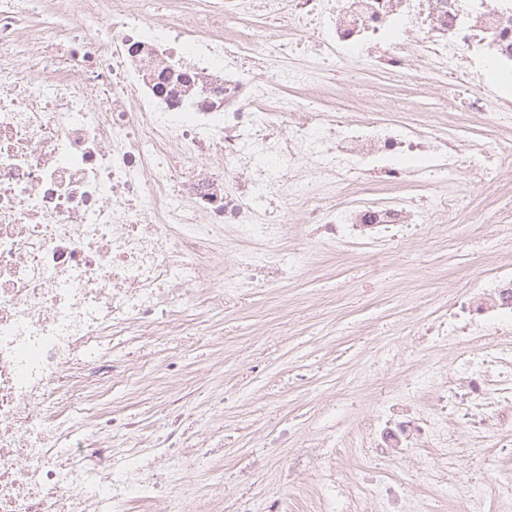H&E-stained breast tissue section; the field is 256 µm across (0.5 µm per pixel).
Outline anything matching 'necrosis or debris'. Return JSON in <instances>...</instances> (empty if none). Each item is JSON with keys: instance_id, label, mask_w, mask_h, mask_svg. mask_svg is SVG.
<instances>
[{"instance_id": "1", "label": "necrosis or debris", "mask_w": 512, "mask_h": 512, "mask_svg": "<svg viewBox=\"0 0 512 512\" xmlns=\"http://www.w3.org/2000/svg\"><path fill=\"white\" fill-rule=\"evenodd\" d=\"M275 24L305 35L307 61L265 38ZM342 63L477 87L479 133L423 129L378 100L358 120L315 107ZM464 179L512 183V0H171L161 19L129 0H0V512H213L180 479L188 434L144 435L94 385L137 383V350L178 328L217 241L236 245L223 293L243 297L247 272L303 274L290 214L329 248L390 256L459 223ZM471 285L482 301L454 299L434 328L475 340L466 386L408 376L405 398L435 390L430 413L380 412L373 445L431 449V489L512 512L508 474L492 501L473 492L478 472L512 468V263ZM316 497L319 512L339 497L432 509L390 478Z\"/></svg>"}]
</instances>
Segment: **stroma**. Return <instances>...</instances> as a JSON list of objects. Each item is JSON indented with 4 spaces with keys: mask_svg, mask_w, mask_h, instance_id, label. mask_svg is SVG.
<instances>
[{
    "mask_svg": "<svg viewBox=\"0 0 512 512\" xmlns=\"http://www.w3.org/2000/svg\"><path fill=\"white\" fill-rule=\"evenodd\" d=\"M359 80L371 97L406 100L424 122L450 105L466 110L472 95L453 81L438 87L374 71L362 72ZM460 194L476 227L472 244L455 249L460 225H428L383 286L369 271L371 250L329 252L295 231V242L315 257L304 277L282 288L257 289L242 302L214 298L206 319L185 317L188 332L164 337L161 345L162 352L180 358L182 374L161 384L146 380L129 412L152 429L171 420L161 409L162 397L195 396L219 385L243 393L242 405L225 412L221 431L211 432L201 416L181 421L197 451L234 456L250 449L249 475L225 489L228 498L262 491L293 500L328 481H355L364 463L367 423L379 403L394 405L402 419L417 415L420 404L399 395L405 376L421 369L448 372L459 362L460 345L428 329L438 320L437 308L465 292L472 273L484 266L482 240L495 239L498 258L512 260V194L469 182ZM252 344L261 347L263 365L249 357ZM284 422L293 444L323 449L316 468L292 467L265 447L267 432Z\"/></svg>",
    "mask_w": 512,
    "mask_h": 512,
    "instance_id": "1",
    "label": "stroma"
}]
</instances>
